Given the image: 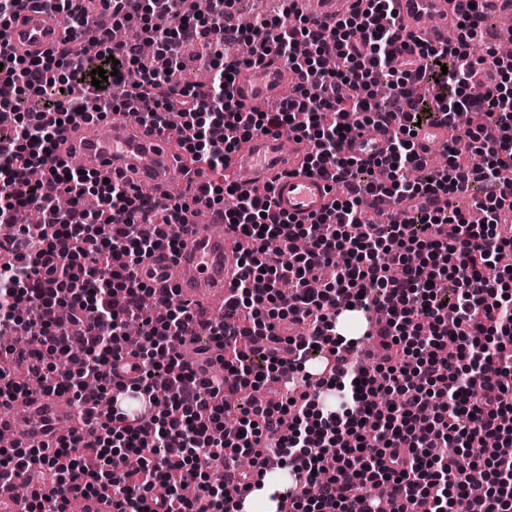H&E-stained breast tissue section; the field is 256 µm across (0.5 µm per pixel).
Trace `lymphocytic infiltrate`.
I'll use <instances>...</instances> for the list:
<instances>
[{
    "instance_id": "lymphocytic-infiltrate-1",
    "label": "lymphocytic infiltrate",
    "mask_w": 512,
    "mask_h": 512,
    "mask_svg": "<svg viewBox=\"0 0 512 512\" xmlns=\"http://www.w3.org/2000/svg\"><path fill=\"white\" fill-rule=\"evenodd\" d=\"M237 0H0V27L28 8L63 16L68 37L44 54L23 58L0 44V355L28 361L26 377L0 366V406L25 397L30 382L90 404L93 438L55 448H0V479L38 472L27 512H67L77 495L111 498L115 512H238L272 470H296L316 495L291 500L274 493L281 512H382L366 491L386 484L392 512L420 503L425 512H512V236L500 217L512 212V64L496 51L478 59L471 45L487 16L480 0L459 8L457 44L434 43L397 21L395 0H365L330 27L286 6L281 15L244 30ZM130 29L132 40L100 38V19ZM152 40L166 68L141 67L136 43ZM244 39L254 58L275 55L299 80L271 112L247 111L234 94L245 62L226 54ZM205 46L207 84L185 79L183 51ZM110 77L93 86L92 71ZM140 81L112 95L131 70ZM152 98L136 115L145 127L176 133L200 167L196 194L174 198L143 192L118 174L101 182L57 156L67 129L103 121L132 102ZM453 126L448 165L432 167L411 140L419 125ZM384 126L388 155L357 162L345 152L353 129ZM288 132L308 143L307 168L339 185L345 200L301 222L277 212L271 195L243 197L224 180L240 141ZM481 153L482 167L460 156ZM39 169L71 194L58 209L28 177ZM480 189L483 217L459 208L429 209L427 196ZM414 200L404 221L365 217L361 199ZM251 244L212 322L174 304L173 294L139 275L145 258L178 252L193 205ZM378 312L374 335L384 358L365 365L357 341L336 332L347 309ZM144 328L136 343L124 337ZM211 337L198 364L183 348L196 332ZM80 373L58 378L73 347ZM335 364L319 382L305 372L311 351ZM135 359L133 391L168 397L142 425L112 407L113 375ZM278 383L276 403L244 406L225 425L229 401ZM339 401L320 421L322 392ZM396 405L379 411L381 394ZM497 450L486 455L485 443ZM142 458L135 471L109 467L113 449ZM252 458L241 468V454ZM224 461L214 483L205 465ZM485 475L480 491L468 476Z\"/></svg>"
}]
</instances>
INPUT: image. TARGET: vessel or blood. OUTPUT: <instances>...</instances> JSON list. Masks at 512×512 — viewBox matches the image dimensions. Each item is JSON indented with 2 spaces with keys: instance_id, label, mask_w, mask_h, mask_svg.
Returning a JSON list of instances; mask_svg holds the SVG:
<instances>
[{
  "instance_id": "vessel-or-blood-1",
  "label": "vessel or blood",
  "mask_w": 512,
  "mask_h": 512,
  "mask_svg": "<svg viewBox=\"0 0 512 512\" xmlns=\"http://www.w3.org/2000/svg\"><path fill=\"white\" fill-rule=\"evenodd\" d=\"M313 3L311 16L322 25L332 24L359 6L358 0ZM457 4L458 0H399V18L407 30L427 33L439 43L443 30L429 31L424 24L431 18L453 19ZM66 37L67 28L59 16L34 9L24 10L10 26L0 29V41L19 54L46 52ZM295 79V73L269 55L243 69L235 89L249 108L265 111ZM447 142V130L432 126L418 130L414 139L417 152L423 156ZM389 145L386 128L370 127L363 134L349 136L346 152L367 161L384 154ZM59 151L74 152L82 167L100 179L112 178L119 170H133L137 179L156 193L167 190L175 174L190 186L198 181L195 172L184 170L165 133L117 116L105 132L98 123H79ZM304 156V144L288 134L256 136L235 151L227 172L239 194L272 193L277 211L304 221L328 211L336 194L331 181L306 172ZM186 222L180 251L159 252L147 261L150 283L172 289L191 309L207 310L210 319H222L224 299L236 280L241 253L233 249L229 241L232 231L227 226L208 223L206 217L193 212L187 214ZM7 427L22 448L54 446L88 431L80 406L50 391L25 399L22 413L10 416ZM24 484V479L16 478L9 487L0 489V512H26Z\"/></svg>"
}]
</instances>
